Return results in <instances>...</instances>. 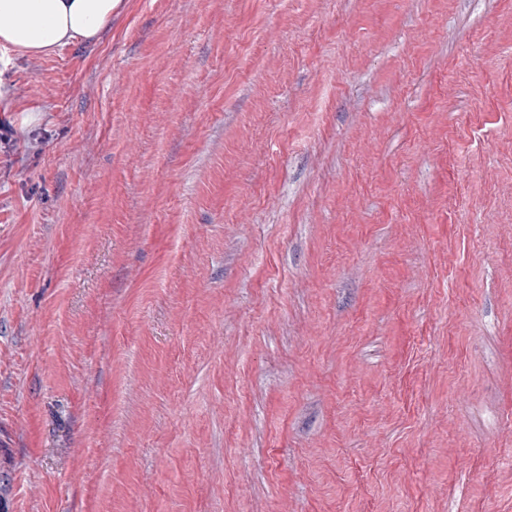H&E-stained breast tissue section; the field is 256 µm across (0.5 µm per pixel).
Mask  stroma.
<instances>
[{"instance_id":"obj_1","label":"stroma","mask_w":512,"mask_h":512,"mask_svg":"<svg viewBox=\"0 0 512 512\" xmlns=\"http://www.w3.org/2000/svg\"><path fill=\"white\" fill-rule=\"evenodd\" d=\"M1 120L0 512H512V0H121Z\"/></svg>"}]
</instances>
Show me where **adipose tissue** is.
<instances>
[{
  "label": "adipose tissue",
  "instance_id": "ef3b65f1",
  "mask_svg": "<svg viewBox=\"0 0 512 512\" xmlns=\"http://www.w3.org/2000/svg\"><path fill=\"white\" fill-rule=\"evenodd\" d=\"M120 0H0V46L20 55L51 54L97 40Z\"/></svg>",
  "mask_w": 512,
  "mask_h": 512
}]
</instances>
